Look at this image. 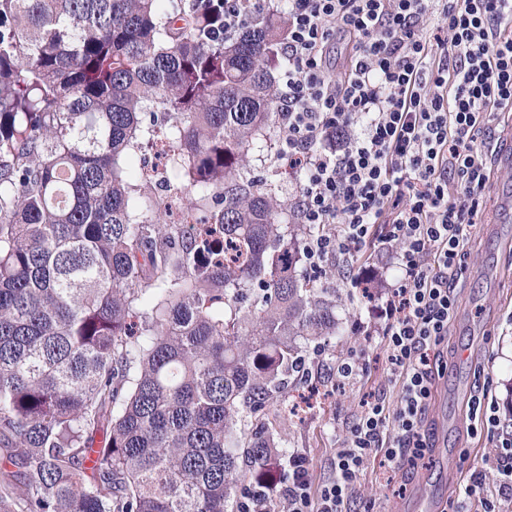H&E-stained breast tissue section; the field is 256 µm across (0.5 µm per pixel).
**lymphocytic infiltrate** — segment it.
Listing matches in <instances>:
<instances>
[{"label":"lymphocytic infiltrate","mask_w":512,"mask_h":512,"mask_svg":"<svg viewBox=\"0 0 512 512\" xmlns=\"http://www.w3.org/2000/svg\"><path fill=\"white\" fill-rule=\"evenodd\" d=\"M442 24L426 26V16ZM345 65L331 64L335 40ZM279 90L281 167L296 176V219L311 270L396 246L400 276L382 303L379 343L395 387L376 385L346 424L327 478L305 453L249 487L241 512H352L369 471L392 477L425 456L438 347L492 175L494 116L512 112V0H288ZM350 140L332 145L336 133ZM484 512L512 503V437Z\"/></svg>","instance_id":"obj_1"}]
</instances>
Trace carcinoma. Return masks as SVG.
Returning a JSON list of instances; mask_svg holds the SVG:
<instances>
[{"mask_svg": "<svg viewBox=\"0 0 512 512\" xmlns=\"http://www.w3.org/2000/svg\"><path fill=\"white\" fill-rule=\"evenodd\" d=\"M286 36L224 38V0H0V512H229L288 462L264 415L341 298L246 163Z\"/></svg>", "mask_w": 512, "mask_h": 512, "instance_id": "carcinoma-1", "label": "carcinoma"}]
</instances>
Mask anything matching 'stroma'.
I'll list each match as a JSON object with an SVG mask.
<instances>
[{
  "label": "stroma",
  "instance_id": "1",
  "mask_svg": "<svg viewBox=\"0 0 512 512\" xmlns=\"http://www.w3.org/2000/svg\"><path fill=\"white\" fill-rule=\"evenodd\" d=\"M262 151L251 154L250 165L262 178L276 182L280 197L294 206L300 186L296 179L277 176L272 157L278 147V129L270 127ZM512 196V173L495 168L480 206L479 220L472 230L469 249L463 259L466 271L457 290V313L443 343L447 366L433 383L427 422L434 431L435 445L455 451L454 473L435 467H414L396 475L391 482L364 481L355 505L357 512H403L408 498L396 496L399 486H414L421 479L433 481L444 501H452L460 487L470 482L475 469L486 477L485 491L496 487L497 470L487 459L495 446V435H512V210L501 203ZM394 271L380 250L369 248L345 277H331L326 285L339 289L351 319L330 353L320 355L322 366L318 386L326 398L317 412L288 416L281 432L283 445L306 452L316 474L328 476V463L343 438V420L356 411L364 394L360 385L338 384L335 365L349 353L360 354L376 383L387 378L378 366L379 339L366 335L373 323V303L379 302L391 284ZM485 393L497 408L499 424L487 431L482 419L469 416L467 402Z\"/></svg>",
  "mask_w": 512,
  "mask_h": 512
}]
</instances>
